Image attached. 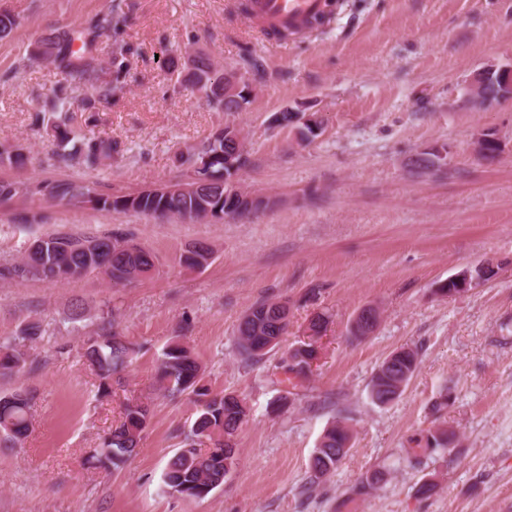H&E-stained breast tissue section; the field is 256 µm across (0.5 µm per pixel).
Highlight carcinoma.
Masks as SVG:
<instances>
[{
    "label": "carcinoma",
    "instance_id": "cac0c4a2",
    "mask_svg": "<svg viewBox=\"0 0 512 512\" xmlns=\"http://www.w3.org/2000/svg\"><path fill=\"white\" fill-rule=\"evenodd\" d=\"M126 23V16L118 5H109L106 11L95 15L88 26L79 29L49 30L40 35L29 50L28 59L40 60L54 66L63 76L53 96L46 103L48 111L57 114L51 123L56 142L58 161L67 164L77 161L87 170L98 169L117 151L116 143L85 132L94 121L98 106L112 100L127 70L124 47H116L108 67H102L93 53V41L101 34L118 37ZM189 80L204 91L210 105L224 109V75H219L211 59L202 54L194 62ZM77 99L81 112L88 113L84 126L74 124L71 99ZM293 112H284L280 122L297 128L299 140L311 141L313 129L297 120ZM236 150L233 141L224 139V130L218 129L187 154L180 156V165L192 169L203 166L208 174L206 183L197 190L169 196L144 190L136 196H113L102 189L99 182L84 186L86 202L100 210L125 212L133 210L151 216H177L189 219L194 214L210 210L236 209L247 193L224 182L230 173L224 166V155ZM74 181L60 180L45 184H28L0 180V200L18 195L42 194L55 201L80 198ZM46 250L39 258L26 253L14 262L0 265V280L37 279L51 284L68 282L92 274H102L115 286L134 282L136 272L149 273L155 268V256L149 250L138 249L135 255L112 250L110 237L101 239L93 256L77 248H65L66 242L57 235L47 236ZM279 300H264L251 307L252 318L239 322L236 329L240 355L251 360L274 349L271 340L277 330ZM113 309L103 317L101 333L85 343L82 358L100 380V388H110L112 376L124 370L132 361L136 349L109 331ZM44 329L38 322L25 325L20 336L0 341V374L9 375L26 364L23 347L42 339ZM418 352L400 348L390 353L377 367L369 383L372 403L385 406L402 394L401 383H409L418 368ZM204 372L191 351L180 343L168 344L160 359L157 381L160 389L172 394L188 393L195 397L198 416L192 426V435L209 441L210 447L182 448L169 460L164 473L168 492L188 498L201 499L224 484L236 461L235 447L227 441L235 438L246 417L243 400L230 393L214 394L203 384ZM34 395L17 389L0 394V442L16 445L30 431V410ZM149 421L148 407L139 402L125 405L122 420L102 439L95 459L115 472L122 470L138 453L141 433ZM350 429L341 422L330 426L310 459V470L316 479L334 471L346 457ZM445 432L426 436L425 450L436 453L447 448Z\"/></svg>",
    "mask_w": 512,
    "mask_h": 512
}]
</instances>
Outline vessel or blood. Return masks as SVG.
<instances>
[{
    "label": "vessel or blood",
    "mask_w": 512,
    "mask_h": 512,
    "mask_svg": "<svg viewBox=\"0 0 512 512\" xmlns=\"http://www.w3.org/2000/svg\"><path fill=\"white\" fill-rule=\"evenodd\" d=\"M329 8L328 0H250L252 20L266 29L304 31L323 18Z\"/></svg>",
    "instance_id": "1"
}]
</instances>
